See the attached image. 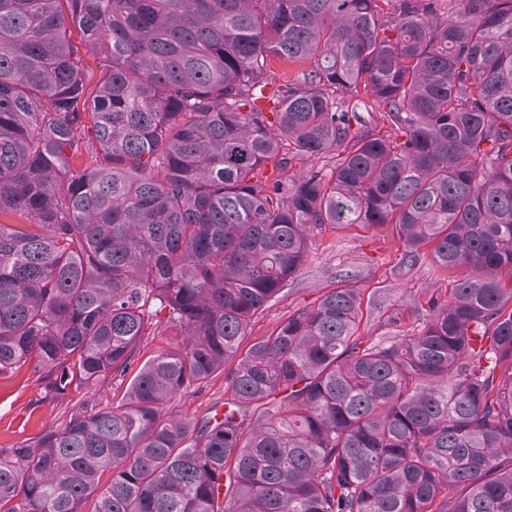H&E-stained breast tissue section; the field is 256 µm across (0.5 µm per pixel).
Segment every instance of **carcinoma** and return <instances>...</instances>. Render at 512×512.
Wrapping results in <instances>:
<instances>
[{"label": "carcinoma", "instance_id": "cac0c4a2", "mask_svg": "<svg viewBox=\"0 0 512 512\" xmlns=\"http://www.w3.org/2000/svg\"><path fill=\"white\" fill-rule=\"evenodd\" d=\"M325 224L464 274L395 341L346 285L243 347ZM505 270L512 0H0V375L126 383L0 448V512H512ZM224 386V376L216 377L202 392L176 397L173 406L201 419L212 414L214 405L224 403Z\"/></svg>", "mask_w": 512, "mask_h": 512}]
</instances>
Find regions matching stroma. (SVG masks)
Returning a JSON list of instances; mask_svg holds the SVG:
<instances>
[{
  "instance_id": "35a3bbf8",
  "label": "stroma",
  "mask_w": 512,
  "mask_h": 512,
  "mask_svg": "<svg viewBox=\"0 0 512 512\" xmlns=\"http://www.w3.org/2000/svg\"><path fill=\"white\" fill-rule=\"evenodd\" d=\"M400 243L391 228L325 225L310 233L309 254L289 280L283 297L272 301L254 323L251 336L270 333L289 311L313 305L324 293L346 283L362 291L364 318L359 333L376 342L420 331L429 297L448 294L451 280L429 259L415 266L398 263ZM118 382L84 387L59 399L45 393L33 376L21 372L0 377V448H10L49 428L64 425L72 410L102 405L121 394Z\"/></svg>"
}]
</instances>
